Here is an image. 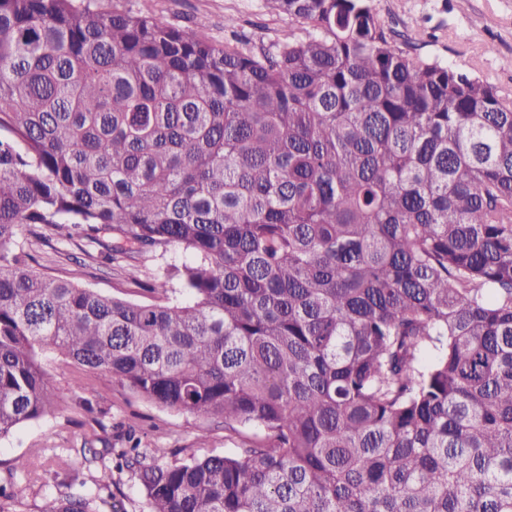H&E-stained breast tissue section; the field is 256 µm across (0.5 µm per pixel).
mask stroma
Returning a JSON list of instances; mask_svg holds the SVG:
<instances>
[{
    "label": "stroma",
    "mask_w": 512,
    "mask_h": 512,
    "mask_svg": "<svg viewBox=\"0 0 512 512\" xmlns=\"http://www.w3.org/2000/svg\"><path fill=\"white\" fill-rule=\"evenodd\" d=\"M104 9L118 8L146 14L184 29H201L203 36L221 42L237 38L271 43L291 27L287 16L268 12L264 0H95ZM372 5L394 32L393 44L409 55L452 63L512 95V0H372ZM234 19L226 30V19ZM75 247L58 249L36 246L37 269L73 280L106 294L140 300L138 288L116 265L82 258L70 260ZM57 386L69 397L56 415L18 429L0 440V479H6L5 463L24 457L32 477L43 476L57 464L80 468L84 478L102 479L100 465L85 464L80 450L85 439L95 448L127 447L129 440L157 449L161 461L185 460L190 456L230 455L243 440L260 438L258 429L244 428L242 436H228L223 426L190 414L173 413L148 404L123 389L111 377H92L85 392L71 393L70 375L58 373ZM104 410L102 427H94L84 400ZM111 494L101 503V512H142L139 482L130 473L113 474Z\"/></svg>",
    "instance_id": "35a3bbf8"
}]
</instances>
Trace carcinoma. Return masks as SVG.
<instances>
[{
	"instance_id": "1",
	"label": "carcinoma",
	"mask_w": 512,
	"mask_h": 512,
	"mask_svg": "<svg viewBox=\"0 0 512 512\" xmlns=\"http://www.w3.org/2000/svg\"><path fill=\"white\" fill-rule=\"evenodd\" d=\"M266 3L297 25L269 46L0 0V440L71 368L264 432L92 451L145 512H512V99L370 0ZM31 238L183 260L129 269L131 301L36 271ZM99 489L71 470L36 512Z\"/></svg>"
}]
</instances>
